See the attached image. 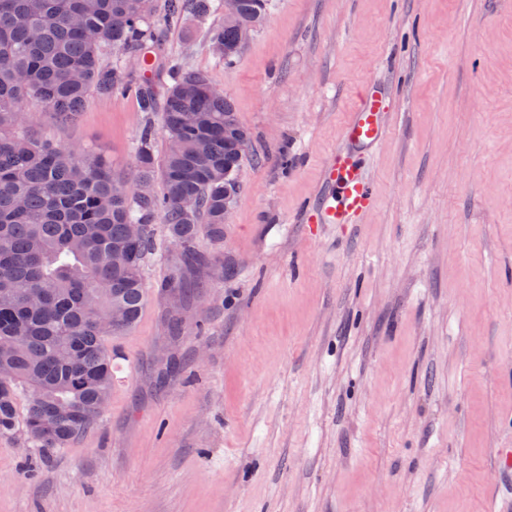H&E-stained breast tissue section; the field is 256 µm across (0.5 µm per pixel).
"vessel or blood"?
Returning <instances> with one entry per match:
<instances>
[{
  "instance_id": "vessel-or-blood-1",
  "label": "vessel or blood",
  "mask_w": 512,
  "mask_h": 512,
  "mask_svg": "<svg viewBox=\"0 0 512 512\" xmlns=\"http://www.w3.org/2000/svg\"><path fill=\"white\" fill-rule=\"evenodd\" d=\"M385 92L381 85H372L360 97L349 114L344 128L346 149L331 154L324 167V182L328 187L325 197L312 216L320 224H345L362 213L373 200L372 187L360 167L355 151L371 148L387 133L381 118ZM497 470L502 483L490 498L488 512H512V448L496 451Z\"/></svg>"
}]
</instances>
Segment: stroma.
<instances>
[{
    "label": "stroma",
    "mask_w": 512,
    "mask_h": 512,
    "mask_svg": "<svg viewBox=\"0 0 512 512\" xmlns=\"http://www.w3.org/2000/svg\"><path fill=\"white\" fill-rule=\"evenodd\" d=\"M216 24L165 32L252 133L224 241H200L196 324L170 342L158 238L101 419L62 448L0 435V512H487L512 448V0H273L228 66ZM373 80L372 204L313 223ZM27 109L43 139L133 171V99L69 126Z\"/></svg>",
    "instance_id": "obj_1"
}]
</instances>
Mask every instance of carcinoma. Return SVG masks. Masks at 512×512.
<instances>
[{
  "mask_svg": "<svg viewBox=\"0 0 512 512\" xmlns=\"http://www.w3.org/2000/svg\"><path fill=\"white\" fill-rule=\"evenodd\" d=\"M240 3L238 18L211 35L226 65L241 53L242 28L259 26L270 6ZM218 10L211 0H146L142 8L132 0H0V435L21 428L34 448H62L98 419L112 390L107 341L141 317L157 223L176 249L164 282L169 337L183 334L185 274L206 266L201 236L224 242V196L238 195L249 144L232 134L250 132L233 100L209 91L205 73L168 57L174 84L160 99L143 69L162 51L159 27ZM105 47L138 58L136 79L103 63ZM114 93L161 113L165 151L156 160V131L146 122L132 181L147 191L133 197L127 177L103 159L38 138L22 115L36 101L69 122L93 95ZM129 224L149 228L134 240Z\"/></svg>",
  "mask_w": 512,
  "mask_h": 512,
  "instance_id": "carcinoma-1",
  "label": "carcinoma"
}]
</instances>
